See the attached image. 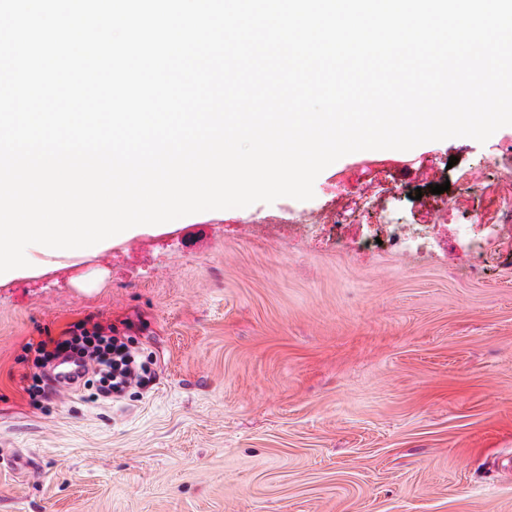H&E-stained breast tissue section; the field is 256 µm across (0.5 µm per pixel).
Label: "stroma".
Wrapping results in <instances>:
<instances>
[{"mask_svg": "<svg viewBox=\"0 0 512 512\" xmlns=\"http://www.w3.org/2000/svg\"><path fill=\"white\" fill-rule=\"evenodd\" d=\"M510 137L391 151L408 167L391 174L396 223L437 218L473 175L495 216L484 163ZM364 157L324 169L311 200L188 215L131 248L38 253L0 279V512H512V247L470 278L444 256L247 231L333 209ZM62 262L80 269L64 289L47 276ZM89 318L123 325L152 383L102 406L65 384L29 406L23 345Z\"/></svg>", "mask_w": 512, "mask_h": 512, "instance_id": "1", "label": "stroma"}]
</instances>
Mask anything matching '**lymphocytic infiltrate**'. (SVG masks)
Instances as JSON below:
<instances>
[{
	"mask_svg": "<svg viewBox=\"0 0 512 512\" xmlns=\"http://www.w3.org/2000/svg\"><path fill=\"white\" fill-rule=\"evenodd\" d=\"M24 351L32 355L36 368L25 388L34 407L42 406L47 398L55 363L62 358L86 363L82 388L92 402L122 396L128 389L144 388L152 381L149 362L140 360L128 337L112 324L82 321L63 335L27 342Z\"/></svg>",
	"mask_w": 512,
	"mask_h": 512,
	"instance_id": "obj_1",
	"label": "lymphocytic infiltrate"
}]
</instances>
